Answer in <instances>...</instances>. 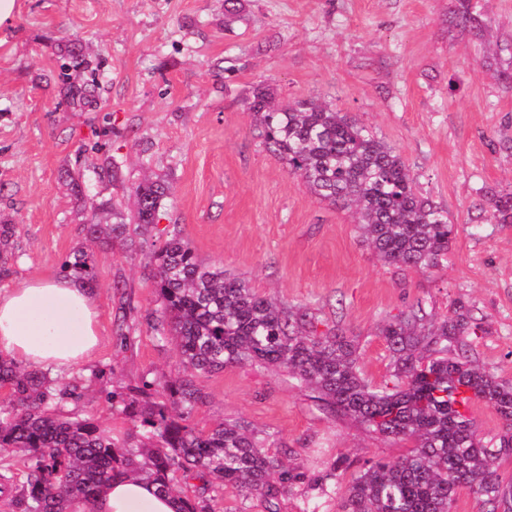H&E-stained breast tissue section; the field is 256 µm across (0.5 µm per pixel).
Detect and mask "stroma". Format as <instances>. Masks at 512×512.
I'll use <instances>...</instances> for the list:
<instances>
[{
	"mask_svg": "<svg viewBox=\"0 0 512 512\" xmlns=\"http://www.w3.org/2000/svg\"><path fill=\"white\" fill-rule=\"evenodd\" d=\"M484 24L465 31L455 0H20L0 30V222L17 227L0 289L61 277L83 224L130 208L144 177L169 196L147 239L94 246L101 344L58 377L78 386L65 409L123 436L132 424L106 392L174 376L178 351L148 324L152 253L171 228L208 264L278 302L305 306L319 330L356 337L372 383L389 374L383 321L422 304L447 314L469 302L480 323L473 358L512 381V224L487 222L488 192L512 190V0H472ZM95 79L97 104L63 94L65 77ZM268 81L282 100L336 105L394 146L416 190L455 226L433 274L382 262L352 215L315 198L252 132L245 100ZM111 161L114 184L91 166ZM85 184L74 195L71 179ZM209 399L191 417L208 430L242 421L285 447L301 482L273 503L233 487L203 491L215 512H336V488L367 462L410 442L320 409L284 372L261 365L203 378ZM335 471L326 491L315 479Z\"/></svg>",
	"mask_w": 512,
	"mask_h": 512,
	"instance_id": "obj_1",
	"label": "stroma"
}]
</instances>
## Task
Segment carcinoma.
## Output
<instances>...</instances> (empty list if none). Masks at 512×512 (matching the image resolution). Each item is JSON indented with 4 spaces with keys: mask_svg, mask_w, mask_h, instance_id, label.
Segmentation results:
<instances>
[{
    "mask_svg": "<svg viewBox=\"0 0 512 512\" xmlns=\"http://www.w3.org/2000/svg\"><path fill=\"white\" fill-rule=\"evenodd\" d=\"M458 13L461 24L480 26L471 0H459ZM95 94L93 82L65 85L75 105L91 104ZM246 108L261 144L316 198L351 211L384 263L431 273L447 259L454 235L448 211L415 192L402 156L370 128L317 98L283 102L269 82L253 88ZM134 195L130 217L112 212L116 239L130 225L149 233L168 187L145 180ZM487 205L491 220L512 224V193L494 191ZM16 231L0 224V278L10 273ZM83 232L86 245L61 268L90 282L91 246L102 241L104 225L85 224ZM152 283L158 308L148 319L161 339L175 340L178 370L164 382L162 399L148 384L108 393L133 424L121 441L98 420L64 412L76 388L0 354V449L23 453L12 512H69L74 500L91 503L112 480L129 476L168 494L176 493L178 473L216 494L226 485L268 500L287 493L304 476L267 452V438L242 424L200 430L189 422L208 400L200 379L246 364L286 372L323 409L383 437L414 442L396 461L378 459L355 471L337 512H452L463 486L512 512V486L503 484L496 466L512 449V382L469 356L466 337L480 325L466 301L457 300L439 319L418 304L384 322L379 336L389 352L390 380L375 385L359 364L355 338L335 328L320 332L310 309L275 303L224 275V267L202 262L176 229L153 252ZM476 403L504 421L497 449L461 411ZM178 498L179 512H213L207 499Z\"/></svg>",
    "mask_w": 512,
    "mask_h": 512,
    "instance_id": "1",
    "label": "carcinoma"
}]
</instances>
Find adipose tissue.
Instances as JSON below:
<instances>
[{"instance_id": "obj_1", "label": "adipose tissue", "mask_w": 512, "mask_h": 512, "mask_svg": "<svg viewBox=\"0 0 512 512\" xmlns=\"http://www.w3.org/2000/svg\"><path fill=\"white\" fill-rule=\"evenodd\" d=\"M98 313L86 284L74 278L30 280L0 291V353L51 371L72 369L97 349ZM180 503L155 485L114 480L93 507L75 512H178Z\"/></svg>"}]
</instances>
